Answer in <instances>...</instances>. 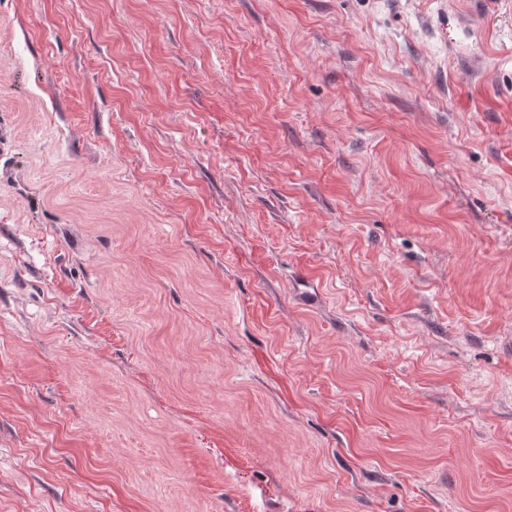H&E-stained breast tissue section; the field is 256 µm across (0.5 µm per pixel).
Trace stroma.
I'll list each match as a JSON object with an SVG mask.
<instances>
[{"instance_id": "1", "label": "stroma", "mask_w": 512, "mask_h": 512, "mask_svg": "<svg viewBox=\"0 0 512 512\" xmlns=\"http://www.w3.org/2000/svg\"><path fill=\"white\" fill-rule=\"evenodd\" d=\"M0 512H512V5L0 0Z\"/></svg>"}]
</instances>
